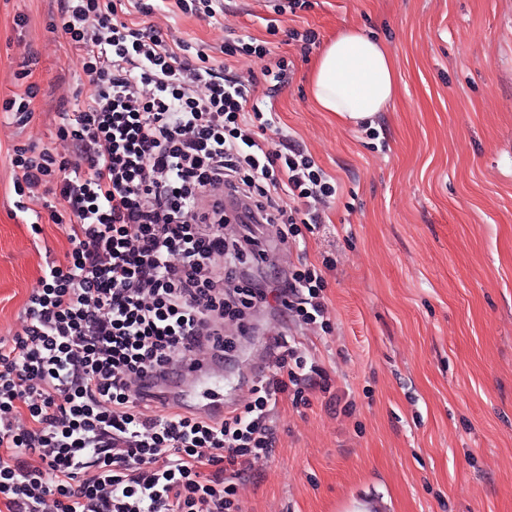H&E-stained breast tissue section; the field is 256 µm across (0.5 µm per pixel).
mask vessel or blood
<instances>
[{
	"instance_id": "obj_1",
	"label": "vessel or blood",
	"mask_w": 512,
	"mask_h": 512,
	"mask_svg": "<svg viewBox=\"0 0 512 512\" xmlns=\"http://www.w3.org/2000/svg\"><path fill=\"white\" fill-rule=\"evenodd\" d=\"M224 382V369L221 362L193 358L181 363L178 374L156 380L155 388L161 389L167 405L175 410L192 412L204 417L223 415V403H195L191 396L202 388H213Z\"/></svg>"
}]
</instances>
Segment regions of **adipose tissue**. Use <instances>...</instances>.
<instances>
[{
	"mask_svg": "<svg viewBox=\"0 0 512 512\" xmlns=\"http://www.w3.org/2000/svg\"><path fill=\"white\" fill-rule=\"evenodd\" d=\"M309 90L321 111L352 126L373 122L395 97L393 59L383 42L338 30L313 65Z\"/></svg>",
	"mask_w": 512,
	"mask_h": 512,
	"instance_id": "1",
	"label": "adipose tissue"
}]
</instances>
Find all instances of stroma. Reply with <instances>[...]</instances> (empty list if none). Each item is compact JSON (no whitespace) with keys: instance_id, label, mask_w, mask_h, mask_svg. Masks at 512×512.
<instances>
[{"instance_id":"obj_1","label":"stroma","mask_w":512,"mask_h":512,"mask_svg":"<svg viewBox=\"0 0 512 512\" xmlns=\"http://www.w3.org/2000/svg\"><path fill=\"white\" fill-rule=\"evenodd\" d=\"M130 19L203 48L214 64L260 74L262 60L226 56L238 37L268 42L290 63L266 98L275 145L291 138L336 178L324 222L287 246L257 228L278 267L323 269L328 327L266 310L229 335L224 401L240 407L268 364L267 339L295 338L326 371L331 393L308 406L280 395L272 455L240 480L244 512H512V0H220L215 17L153 0ZM58 0H0V99L32 86L25 127L0 122V339L23 324L46 264L65 265L62 225L41 233L18 216L15 145L56 143L59 115L90 94L83 52L53 32ZM349 26L386 43L397 92L373 124L351 127L308 95L315 46ZM349 402L337 412L330 400Z\"/></svg>"}]
</instances>
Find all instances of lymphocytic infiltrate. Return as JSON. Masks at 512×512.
Instances as JSON below:
<instances>
[{"instance_id": "f902f5d3", "label": "lymphocytic infiltrate", "mask_w": 512, "mask_h": 512, "mask_svg": "<svg viewBox=\"0 0 512 512\" xmlns=\"http://www.w3.org/2000/svg\"><path fill=\"white\" fill-rule=\"evenodd\" d=\"M127 12L126 0H63L58 27L83 50L92 87L60 115L57 137L75 152L10 157L18 196L61 202L71 251L47 264L22 330L0 339L6 512H242L236 481L272 452L271 403L329 386L280 335L243 409L219 420L141 412L156 396L134 390L138 380L203 349L234 352L225 322L249 330L260 309L325 316L317 268L265 287L244 266L269 260L253 225L293 244L338 184L300 146L265 138L274 119L255 85L281 90L285 59L258 78L234 74Z\"/></svg>"}]
</instances>
